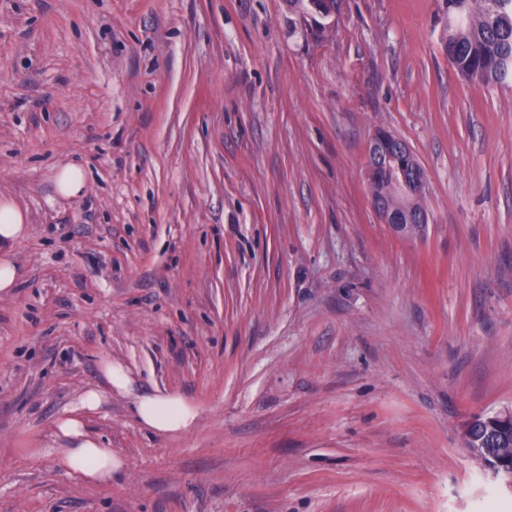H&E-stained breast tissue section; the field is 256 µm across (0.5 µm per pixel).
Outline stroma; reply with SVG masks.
I'll list each match as a JSON object with an SVG mask.
<instances>
[{"label":"stroma","instance_id":"stroma-1","mask_svg":"<svg viewBox=\"0 0 512 512\" xmlns=\"http://www.w3.org/2000/svg\"><path fill=\"white\" fill-rule=\"evenodd\" d=\"M439 0H0V198L26 210L0 294V512H512L463 443L512 410V84H472ZM387 130L430 223L376 217ZM86 170L77 196L57 169ZM179 393L157 433L83 414L123 461L91 485L56 421L101 382ZM290 5L302 11L304 17L327 19L337 5V0H289ZM55 180L57 191L63 197L76 196L85 186L84 171L75 164H67L58 168Z\"/></svg>","mask_w":512,"mask_h":512}]
</instances>
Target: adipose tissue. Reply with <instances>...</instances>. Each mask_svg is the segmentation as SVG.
Returning a JSON list of instances; mask_svg holds the SVG:
<instances>
[{
	"instance_id": "ef3b65f1",
	"label": "adipose tissue",
	"mask_w": 512,
	"mask_h": 512,
	"mask_svg": "<svg viewBox=\"0 0 512 512\" xmlns=\"http://www.w3.org/2000/svg\"><path fill=\"white\" fill-rule=\"evenodd\" d=\"M27 216L22 207L12 199L0 200V293L12 292L18 280V270L9 252L10 246L24 237ZM101 372L105 388L92 387L80 396L78 414H68L56 422L57 434L69 440L66 448L57 449L56 462L67 473L81 479L102 484L111 481L123 469V462L112 449L103 447L100 438L88 432L79 413L97 409L103 399L104 389H114L130 396L134 413L147 428L167 434L190 430L198 412L184 397L171 392L153 391L138 394L131 377L118 363L104 362Z\"/></svg>"
}]
</instances>
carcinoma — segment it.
I'll return each mask as SVG.
<instances>
[{"label": "carcinoma", "instance_id": "obj_1", "mask_svg": "<svg viewBox=\"0 0 512 512\" xmlns=\"http://www.w3.org/2000/svg\"><path fill=\"white\" fill-rule=\"evenodd\" d=\"M302 11L303 16L327 19L337 0H289ZM443 14L448 16V34L443 47L448 63L458 74L472 69L484 70L481 84H503L512 80V0H440ZM382 169L373 181L374 196L382 199L398 221L410 214L425 212L422 195L413 190L398 188L391 178L396 170L411 171L418 163L411 155H397L386 151L384 145L376 149ZM469 438L464 440L470 453L484 464L491 459L482 451L486 433L497 436L503 448H512V430L503 428L496 415L478 414L465 423Z\"/></svg>", "mask_w": 512, "mask_h": 512}]
</instances>
